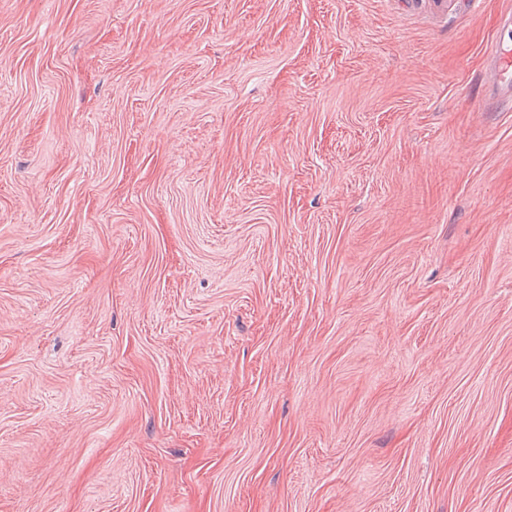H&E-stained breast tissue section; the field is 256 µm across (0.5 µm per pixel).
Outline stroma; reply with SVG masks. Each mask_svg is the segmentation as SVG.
Listing matches in <instances>:
<instances>
[{"instance_id":"stroma-1","label":"stroma","mask_w":512,"mask_h":512,"mask_svg":"<svg viewBox=\"0 0 512 512\" xmlns=\"http://www.w3.org/2000/svg\"><path fill=\"white\" fill-rule=\"evenodd\" d=\"M512 0H0V512H512Z\"/></svg>"}]
</instances>
